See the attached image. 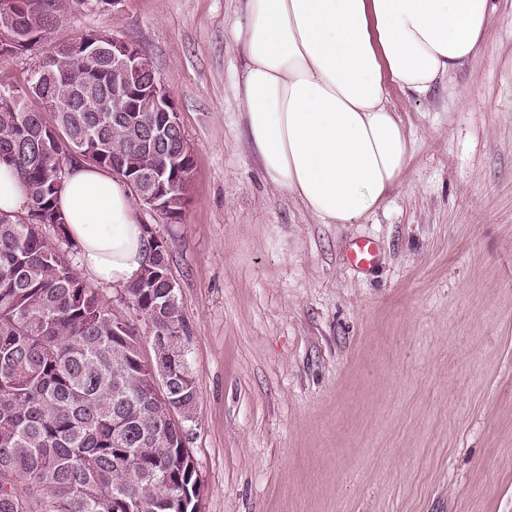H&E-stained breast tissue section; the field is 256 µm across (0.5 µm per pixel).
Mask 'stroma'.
<instances>
[{"mask_svg":"<svg viewBox=\"0 0 512 512\" xmlns=\"http://www.w3.org/2000/svg\"><path fill=\"white\" fill-rule=\"evenodd\" d=\"M425 97L391 91L412 161L376 212L325 224L268 182L238 92L240 0H117L0 56L24 86L95 30L151 60L193 156L165 240L197 389L198 512H512V0ZM372 241L373 265L350 263Z\"/></svg>","mask_w":512,"mask_h":512,"instance_id":"35a3bbf8","label":"stroma"}]
</instances>
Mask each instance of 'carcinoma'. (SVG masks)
Wrapping results in <instances>:
<instances>
[{"instance_id":"carcinoma-1","label":"carcinoma","mask_w":512,"mask_h":512,"mask_svg":"<svg viewBox=\"0 0 512 512\" xmlns=\"http://www.w3.org/2000/svg\"><path fill=\"white\" fill-rule=\"evenodd\" d=\"M79 2L4 0L0 28L12 29L18 44L0 43V55L19 44L32 50ZM96 45L95 33L83 32L38 59L24 87L0 83V94L13 96L12 107L0 106V162L30 193L26 213H0V512H192L201 488L171 416L191 419L196 386L165 244L147 237L149 263L124 289L142 329L115 314L62 252L78 254L57 206L73 164L114 170L129 184L163 153L173 220L193 168L184 131L157 151L140 141L138 130L166 123L152 111L148 75L126 77L140 111L113 119L124 103L112 97V60L91 61ZM143 342L159 347L150 367Z\"/></svg>"}]
</instances>
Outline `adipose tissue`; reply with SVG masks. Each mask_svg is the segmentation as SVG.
<instances>
[{
  "label": "adipose tissue",
  "mask_w": 512,
  "mask_h": 512,
  "mask_svg": "<svg viewBox=\"0 0 512 512\" xmlns=\"http://www.w3.org/2000/svg\"><path fill=\"white\" fill-rule=\"evenodd\" d=\"M243 118L259 164L326 224L378 210L411 160L390 89L426 95L475 57L489 0H243ZM84 270L123 288L149 248L128 186L77 164L58 198Z\"/></svg>",
  "instance_id": "obj_1"
}]
</instances>
